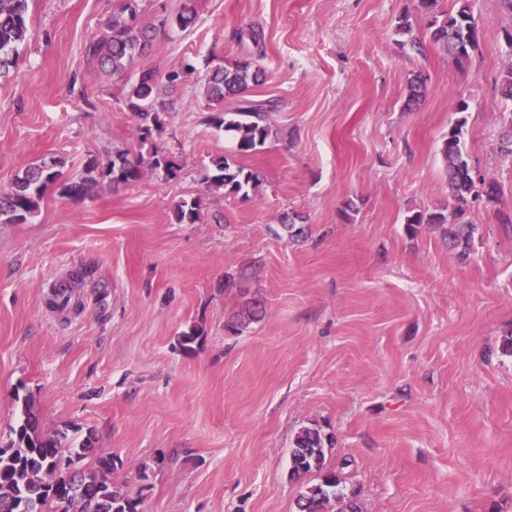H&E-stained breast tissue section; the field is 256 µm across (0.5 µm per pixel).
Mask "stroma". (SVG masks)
Segmentation results:
<instances>
[{
    "instance_id": "35a3bbf8",
    "label": "stroma",
    "mask_w": 512,
    "mask_h": 512,
    "mask_svg": "<svg viewBox=\"0 0 512 512\" xmlns=\"http://www.w3.org/2000/svg\"><path fill=\"white\" fill-rule=\"evenodd\" d=\"M192 2L187 30L163 20ZM123 0H32L29 37L0 78V192L19 170L59 159L166 153L177 173L99 187L76 202L49 190L23 224L0 223V445L30 397L42 431L94 434L113 479L142 512H295L296 433L320 430L326 463L362 512H512V102L495 84L512 62L498 0H471L479 47L463 64L429 35L416 0H139L153 26L129 73L86 46ZM410 15L423 53L396 31ZM261 32L263 50L238 43ZM261 55L271 134L233 152L202 95L216 64ZM192 64L151 144L124 96L135 74ZM424 101L404 109L413 75ZM465 101L464 148L502 194L474 203L461 260L411 211L448 202L439 146ZM258 176L248 196L209 188L211 160ZM198 200L179 224L175 204ZM300 217L290 236L283 217ZM82 279L69 306L55 285ZM266 311L232 327L249 301ZM202 336L193 350L177 338Z\"/></svg>"
}]
</instances>
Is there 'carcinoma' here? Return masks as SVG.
Masks as SVG:
<instances>
[{
    "label": "carcinoma",
    "mask_w": 512,
    "mask_h": 512,
    "mask_svg": "<svg viewBox=\"0 0 512 512\" xmlns=\"http://www.w3.org/2000/svg\"><path fill=\"white\" fill-rule=\"evenodd\" d=\"M30 0H0V77L9 73L19 57V46L28 33ZM138 0H125L121 11L128 18L118 17L107 26L106 33L86 48L87 58L95 61L105 73L122 74L136 59L144 56L152 41L148 28L134 24ZM419 10L429 17L430 39L448 56H453L460 44L470 51L478 48L476 18L469 0H461L454 12L440 7V0H419ZM195 20L194 8L184 5L183 10L164 23L184 30ZM193 66L185 64L162 76L152 69L139 72L130 85L123 104L138 118L135 133L147 142L163 129L162 114L166 102L159 96V84L170 87L180 84L191 73ZM263 71L252 62L236 60L212 70L204 85V95L218 108L209 116L217 128L234 133L236 152L242 155L256 152L270 136L267 114L276 103L257 102L243 98L249 85H257ZM410 94L406 107L417 105L425 93L424 78L417 75L409 84ZM465 120H456L445 136L441 154L448 177V203L432 212H414L406 216L405 224H435L442 228L448 245L462 259L469 255L476 227L465 221L470 203L479 197L487 201L499 200L501 187L497 180L482 177L481 184L473 178L474 166L464 150ZM143 160L133 161L128 153L117 152L107 163L92 159L86 166V175L79 180L63 179L61 160L51 164L28 166L16 174L12 187L0 193V221L21 224L34 216L45 192L50 187L69 199L86 200L99 184L110 187L132 185L143 176ZM149 167L175 175L170 157L154 150ZM213 174L210 186L226 195L248 194V188L257 179L256 174L224 156L212 159ZM174 218L179 223L194 224L201 219L200 202L183 200L175 205ZM14 439L0 448V510L6 512H58V502H68L67 512H139L141 497H133L112 480V458L99 456L85 465L83 460L94 450V437L89 435L77 448H64L63 433L44 434L39 431L32 405L23 399L21 418L13 429ZM78 461L75 469L56 467V461ZM316 474L318 482L305 487L297 500L298 512H329L328 506L337 501L342 504L338 512H358L353 498L347 496L336 471L325 466V448L321 433L305 427L293 441L290 455V477L299 480Z\"/></svg>",
    "instance_id": "carcinoma-1"
}]
</instances>
